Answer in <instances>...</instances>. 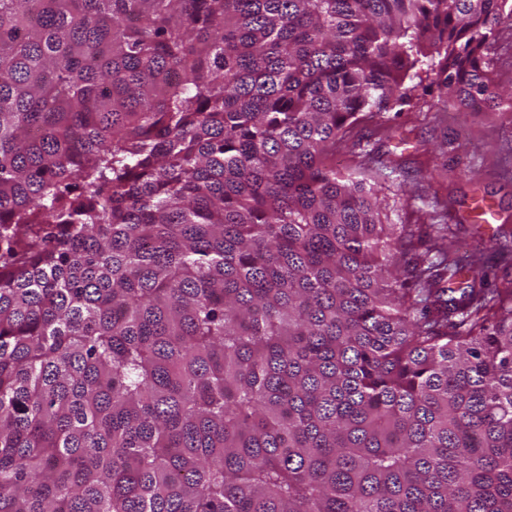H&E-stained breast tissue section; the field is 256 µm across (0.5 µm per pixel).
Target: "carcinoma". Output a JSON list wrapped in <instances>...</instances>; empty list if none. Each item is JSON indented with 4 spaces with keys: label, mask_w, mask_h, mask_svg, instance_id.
I'll return each instance as SVG.
<instances>
[{
    "label": "carcinoma",
    "mask_w": 512,
    "mask_h": 512,
    "mask_svg": "<svg viewBox=\"0 0 512 512\" xmlns=\"http://www.w3.org/2000/svg\"><path fill=\"white\" fill-rule=\"evenodd\" d=\"M512 0H0V512H512V280L336 150L471 112Z\"/></svg>",
    "instance_id": "carcinoma-1"
}]
</instances>
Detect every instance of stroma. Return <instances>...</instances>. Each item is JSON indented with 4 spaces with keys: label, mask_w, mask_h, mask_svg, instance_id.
I'll return each instance as SVG.
<instances>
[{
    "label": "stroma",
    "mask_w": 512,
    "mask_h": 512,
    "mask_svg": "<svg viewBox=\"0 0 512 512\" xmlns=\"http://www.w3.org/2000/svg\"><path fill=\"white\" fill-rule=\"evenodd\" d=\"M394 126L375 148L398 159L396 177L406 194L384 202L385 223L412 224L424 236L430 225H450L448 245L465 256L486 235L473 219L481 198L494 208L498 224L512 229V101L481 112L448 110L418 89ZM438 149L446 155L436 167L432 156ZM436 197L446 208L433 206Z\"/></svg>",
    "instance_id": "1"
}]
</instances>
